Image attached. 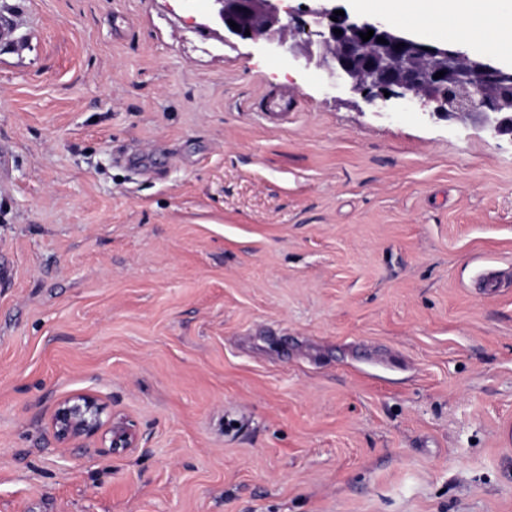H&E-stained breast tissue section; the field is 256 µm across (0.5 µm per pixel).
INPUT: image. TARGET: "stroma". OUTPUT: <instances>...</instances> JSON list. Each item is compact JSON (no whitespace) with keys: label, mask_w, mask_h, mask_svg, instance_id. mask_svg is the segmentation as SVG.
<instances>
[{"label":"stroma","mask_w":512,"mask_h":512,"mask_svg":"<svg viewBox=\"0 0 512 512\" xmlns=\"http://www.w3.org/2000/svg\"><path fill=\"white\" fill-rule=\"evenodd\" d=\"M4 8L0 512H512V137L207 0ZM82 390L138 448L59 447ZM0 43L12 46L16 52H22L24 42L17 35V27L12 15L0 14Z\"/></svg>","instance_id":"obj_1"}]
</instances>
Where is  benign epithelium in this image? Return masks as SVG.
Returning a JSON list of instances; mask_svg holds the SVG:
<instances>
[{"label":"benign epithelium","instance_id":"benign-epithelium-1","mask_svg":"<svg viewBox=\"0 0 512 512\" xmlns=\"http://www.w3.org/2000/svg\"><path fill=\"white\" fill-rule=\"evenodd\" d=\"M213 19L230 37L261 42L273 56L304 58L322 70L326 94L350 92L366 102L380 103L387 113L406 112L419 103H435L434 114L478 118L498 135H512V68L475 58L462 48L413 38L380 18L356 14L337 16L332 0H310L284 23L278 0H209ZM235 22V30L230 22ZM341 33L336 34L334 30ZM374 30L363 41L360 34ZM383 37L386 43L377 42ZM403 47L396 48L397 44ZM442 71L444 76L434 78ZM390 92L384 96V92ZM105 404L99 395L77 393L59 400L50 427L64 448L102 433L112 450L139 447L134 424L111 415L102 420Z\"/></svg>","mask_w":512,"mask_h":512}]
</instances>
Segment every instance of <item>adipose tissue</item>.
Here are the masks:
<instances>
[{
  "mask_svg": "<svg viewBox=\"0 0 512 512\" xmlns=\"http://www.w3.org/2000/svg\"><path fill=\"white\" fill-rule=\"evenodd\" d=\"M361 12L382 10L418 27H451L454 37L474 40L494 34L499 43H512V12L499 0H359Z\"/></svg>",
  "mask_w": 512,
  "mask_h": 512,
  "instance_id": "adipose-tissue-1",
  "label": "adipose tissue"
}]
</instances>
